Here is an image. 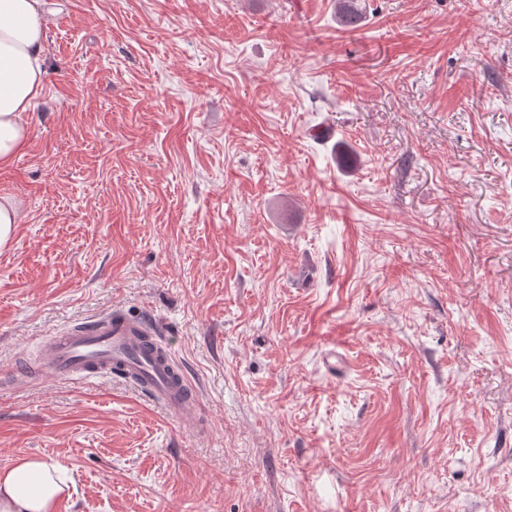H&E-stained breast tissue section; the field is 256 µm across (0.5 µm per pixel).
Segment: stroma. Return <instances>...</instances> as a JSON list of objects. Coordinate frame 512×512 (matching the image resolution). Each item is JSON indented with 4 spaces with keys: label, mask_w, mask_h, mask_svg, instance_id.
Returning <instances> with one entry per match:
<instances>
[{
    "label": "stroma",
    "mask_w": 512,
    "mask_h": 512,
    "mask_svg": "<svg viewBox=\"0 0 512 512\" xmlns=\"http://www.w3.org/2000/svg\"><path fill=\"white\" fill-rule=\"evenodd\" d=\"M48 0L0 164V468L54 512H512V0ZM150 312L204 436L43 339ZM20 223L17 205L8 198H0V245L6 243L11 236L13 224ZM67 468L43 460H21L0 469L1 512H52L63 495Z\"/></svg>",
    "instance_id": "35a3bbf8"
}]
</instances>
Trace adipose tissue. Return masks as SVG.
I'll return each mask as SVG.
<instances>
[{
    "instance_id": "adipose-tissue-1",
    "label": "adipose tissue",
    "mask_w": 512,
    "mask_h": 512,
    "mask_svg": "<svg viewBox=\"0 0 512 512\" xmlns=\"http://www.w3.org/2000/svg\"><path fill=\"white\" fill-rule=\"evenodd\" d=\"M45 0H0V163L26 146L24 119L42 95ZM65 466L23 460L0 469V512H53L66 484Z\"/></svg>"
}]
</instances>
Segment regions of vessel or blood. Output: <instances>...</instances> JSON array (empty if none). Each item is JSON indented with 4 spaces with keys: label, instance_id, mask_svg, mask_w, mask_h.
<instances>
[{
    "label": "vessel or blood",
    "instance_id": "obj_1",
    "mask_svg": "<svg viewBox=\"0 0 512 512\" xmlns=\"http://www.w3.org/2000/svg\"><path fill=\"white\" fill-rule=\"evenodd\" d=\"M42 367L61 380L111 375L174 414L188 433L200 434L199 401L162 331L149 313L112 308L45 339Z\"/></svg>",
    "mask_w": 512,
    "mask_h": 512
}]
</instances>
